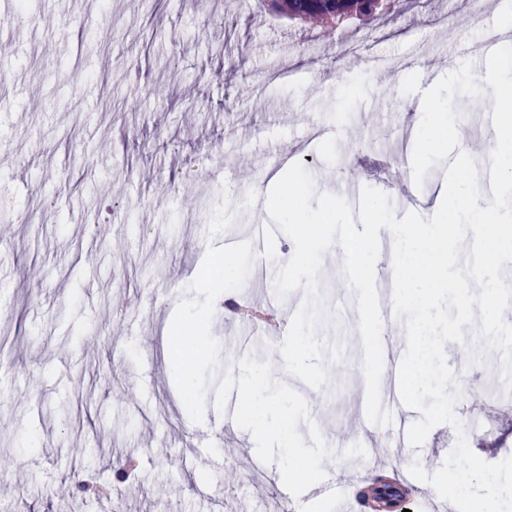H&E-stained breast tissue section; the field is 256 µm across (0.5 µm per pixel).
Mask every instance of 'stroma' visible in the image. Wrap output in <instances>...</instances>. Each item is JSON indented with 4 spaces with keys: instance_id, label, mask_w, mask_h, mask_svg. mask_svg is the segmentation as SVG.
<instances>
[{
    "instance_id": "1",
    "label": "stroma",
    "mask_w": 512,
    "mask_h": 512,
    "mask_svg": "<svg viewBox=\"0 0 512 512\" xmlns=\"http://www.w3.org/2000/svg\"><path fill=\"white\" fill-rule=\"evenodd\" d=\"M26 2L0 31V55L12 59L0 84L12 102L0 110V512H336L330 498L278 500L298 482V451L316 440L327 453L313 482L369 476L376 458L400 474L415 462L440 468L457 438L448 425L373 456L356 425L360 336L344 340L339 370L315 392L286 371L278 338L253 332L237 354L236 310L274 295L290 238L268 240L258 283L212 279L213 254L233 238L235 267L250 264L252 228L270 221L256 194L285 171L279 148H302L317 192L351 181L384 189L378 163L415 141L422 118L399 74L448 57L484 78L472 48L512 18V0H481L477 24L450 28L437 17L465 15L461 0H382L331 25L263 0ZM192 307L206 310L209 342L184 380L170 332ZM250 366L264 369L267 395L290 418L287 437L267 442L273 482L260 496L240 454L257 439L243 400ZM456 377L471 449L489 463L512 456V432L477 425L483 365H459ZM226 394L225 447L193 454L188 439L220 427L213 402ZM130 458L141 480L126 487L118 473ZM89 471L113 485L110 497L78 489Z\"/></svg>"
}]
</instances>
